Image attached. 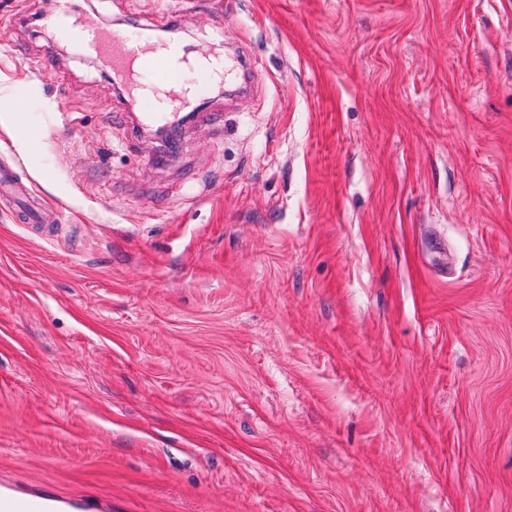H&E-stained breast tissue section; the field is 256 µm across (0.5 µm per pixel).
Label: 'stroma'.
Returning a JSON list of instances; mask_svg holds the SVG:
<instances>
[{
	"instance_id": "stroma-1",
	"label": "stroma",
	"mask_w": 512,
	"mask_h": 512,
	"mask_svg": "<svg viewBox=\"0 0 512 512\" xmlns=\"http://www.w3.org/2000/svg\"><path fill=\"white\" fill-rule=\"evenodd\" d=\"M49 2L0 0V165L61 217L0 202V479L512 512V0H79L257 61L161 165L151 102L33 25Z\"/></svg>"
}]
</instances>
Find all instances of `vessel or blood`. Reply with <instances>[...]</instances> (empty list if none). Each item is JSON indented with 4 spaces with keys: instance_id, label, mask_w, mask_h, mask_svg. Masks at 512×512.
I'll return each mask as SVG.
<instances>
[{
    "instance_id": "b4317fda",
    "label": "vessel or blood",
    "mask_w": 512,
    "mask_h": 512,
    "mask_svg": "<svg viewBox=\"0 0 512 512\" xmlns=\"http://www.w3.org/2000/svg\"><path fill=\"white\" fill-rule=\"evenodd\" d=\"M41 25L96 61L123 85L127 96L161 98L158 111L141 114L145 127L180 122L185 112L196 107L195 90L211 86L214 73H223L229 84L244 73L243 54L193 55L177 42L155 38L147 27L135 35L125 28L92 24L80 17L74 0H53L52 8L41 16ZM0 512H112V508L97 499L77 502L46 490L24 491L0 483Z\"/></svg>"
}]
</instances>
